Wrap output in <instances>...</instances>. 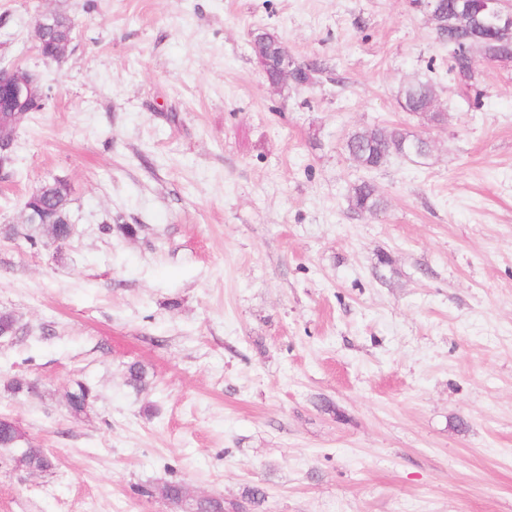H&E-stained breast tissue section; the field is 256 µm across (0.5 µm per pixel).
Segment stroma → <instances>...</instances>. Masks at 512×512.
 <instances>
[{"instance_id":"stroma-1","label":"stroma","mask_w":512,"mask_h":512,"mask_svg":"<svg viewBox=\"0 0 512 512\" xmlns=\"http://www.w3.org/2000/svg\"><path fill=\"white\" fill-rule=\"evenodd\" d=\"M258 29L312 84L268 81ZM0 60L47 97L0 173V418L55 462L0 448V512H171L143 493L166 482L224 512H512V62L467 106L411 0H0ZM416 73L443 122L401 110ZM381 123L428 157L357 167ZM56 179L75 235L29 248ZM364 180L381 211L350 208ZM74 30L75 23L66 14L41 15L34 27L37 52L46 62L58 63L61 58L56 51L61 43L71 41Z\"/></svg>"}]
</instances>
